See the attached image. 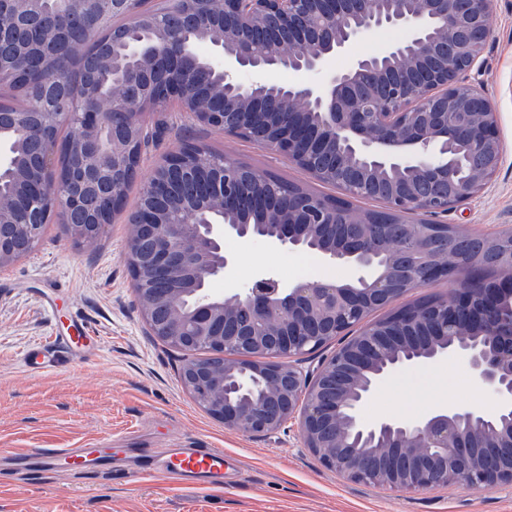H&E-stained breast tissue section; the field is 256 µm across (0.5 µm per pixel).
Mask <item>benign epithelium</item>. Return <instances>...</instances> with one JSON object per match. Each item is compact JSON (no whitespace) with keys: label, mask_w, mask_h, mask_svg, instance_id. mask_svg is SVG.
<instances>
[{"label":"benign epithelium","mask_w":512,"mask_h":512,"mask_svg":"<svg viewBox=\"0 0 512 512\" xmlns=\"http://www.w3.org/2000/svg\"><path fill=\"white\" fill-rule=\"evenodd\" d=\"M148 3L0 0V47L17 57L0 64V87L23 69L37 88L28 110L0 103V133L79 124L63 146L48 137L37 144L28 176L37 183L25 196L0 194V265L24 256L54 218L79 245L97 242L124 209L146 153V113L174 104L231 138L262 125L260 145L347 198L377 197L383 210L360 212L301 186L284 203L270 189L275 174L255 170L258 214H246L239 163L211 160L189 142L166 153L127 216L126 260L150 335L183 352V388L228 429L262 435L297 421L319 462L356 483L512 485V257L493 281L468 279L479 255L460 246L484 250L512 238V228L484 235L432 221L478 195L504 157L497 112L468 81L493 33L494 0H165L171 20L163 26ZM57 10L91 29L112 14L93 70L74 86L56 67L76 42L70 29L50 25ZM382 26L410 35L325 70L329 57ZM190 33L209 36L215 49V81L202 94L188 86L199 68L180 43ZM282 68L319 79L268 78ZM242 70L261 79L244 84ZM52 85L69 92L47 112ZM201 175L211 188L199 206L181 194ZM28 177L16 172L19 182ZM374 223L389 225L388 239L370 237ZM226 237L312 250L354 275L283 284L263 272L224 296L210 284L232 262ZM442 282L451 285L443 300L371 319L375 305ZM338 338L331 355L307 364ZM448 356L467 361L493 408L362 419L394 370Z\"/></svg>","instance_id":"7a95c632"}]
</instances>
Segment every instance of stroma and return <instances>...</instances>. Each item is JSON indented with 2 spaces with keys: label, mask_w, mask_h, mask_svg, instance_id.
Instances as JSON below:
<instances>
[{
  "label": "stroma",
  "mask_w": 512,
  "mask_h": 512,
  "mask_svg": "<svg viewBox=\"0 0 512 512\" xmlns=\"http://www.w3.org/2000/svg\"><path fill=\"white\" fill-rule=\"evenodd\" d=\"M492 25L483 69L471 81L498 113L503 163L483 192L436 218L480 234L512 228V0H495ZM408 35L405 28L376 29L327 67L346 69L352 58L379 53ZM144 123L158 138L142 159L141 179L170 149L189 141L316 193L340 194L287 158L224 137L184 113L152 112ZM139 198L140 186L132 184L123 213L94 246L75 245L55 222L27 255L0 267V512H512V486L369 487L324 467L304 447L296 422L251 436L203 412L179 382L182 353L150 336L140 316L125 259L127 214ZM224 248L233 261L215 282L223 289L240 287L261 270L285 284L353 275L348 265L308 251L237 239L226 240ZM79 335L85 338L80 359L56 356L38 375L24 366L29 348ZM472 377L457 357L399 369L373 392L363 418H415L439 403L491 407L486 389L476 388ZM98 441L112 450L111 473H78L63 465L45 470L26 457L36 448H86ZM173 448L223 449L221 484H177L160 472L136 476L137 468Z\"/></svg>",
  "instance_id": "stroma-1"
}]
</instances>
